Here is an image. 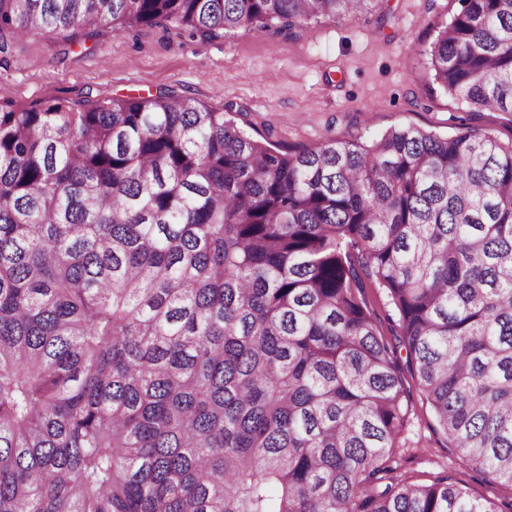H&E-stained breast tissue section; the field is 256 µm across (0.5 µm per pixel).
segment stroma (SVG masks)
<instances>
[{
	"label": "stroma",
	"mask_w": 512,
	"mask_h": 512,
	"mask_svg": "<svg viewBox=\"0 0 512 512\" xmlns=\"http://www.w3.org/2000/svg\"><path fill=\"white\" fill-rule=\"evenodd\" d=\"M460 9V0H381L364 16L322 19L290 34L238 29L206 41L171 23L130 34L82 30L74 44L40 31L0 54V104L171 90L209 110L233 111L248 134L287 150L402 125L446 136L466 124L511 142L512 112L469 113L434 81L428 52ZM403 384L410 415L391 451L395 475L425 484L446 474L473 498L511 503L512 487L472 472L434 433L411 374Z\"/></svg>",
	"instance_id": "obj_1"
}]
</instances>
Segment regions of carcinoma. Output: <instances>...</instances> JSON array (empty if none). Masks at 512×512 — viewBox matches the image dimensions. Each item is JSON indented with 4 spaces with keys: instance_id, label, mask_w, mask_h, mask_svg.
Wrapping results in <instances>:
<instances>
[{
    "instance_id": "carcinoma-1",
    "label": "carcinoma",
    "mask_w": 512,
    "mask_h": 512,
    "mask_svg": "<svg viewBox=\"0 0 512 512\" xmlns=\"http://www.w3.org/2000/svg\"><path fill=\"white\" fill-rule=\"evenodd\" d=\"M461 2L434 81L512 112V0ZM379 3L0 0V53ZM402 350L451 453L512 486V142L409 125L283 151L169 91L0 105V512H499L386 480ZM365 298L373 317L377 321V327L380 334L386 336L389 341L394 342L391 333V327L394 326V323L392 322L391 317L393 320H396V317L392 312L391 307L388 305L384 291L377 286H370L367 284V288L365 289Z\"/></svg>"
}]
</instances>
